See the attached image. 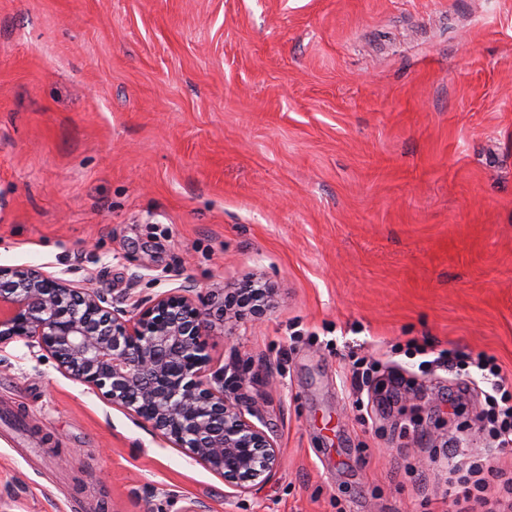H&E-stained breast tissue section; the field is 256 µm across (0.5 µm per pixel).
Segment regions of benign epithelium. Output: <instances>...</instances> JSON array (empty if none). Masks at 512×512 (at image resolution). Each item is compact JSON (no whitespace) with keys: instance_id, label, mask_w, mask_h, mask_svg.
Masks as SVG:
<instances>
[{"instance_id":"benign-epithelium-1","label":"benign epithelium","mask_w":512,"mask_h":512,"mask_svg":"<svg viewBox=\"0 0 512 512\" xmlns=\"http://www.w3.org/2000/svg\"><path fill=\"white\" fill-rule=\"evenodd\" d=\"M194 291L189 283L129 304L37 266H0V352L18 340L39 348L222 477L234 497L273 477L279 448L244 400L243 379L211 367L209 313Z\"/></svg>"}]
</instances>
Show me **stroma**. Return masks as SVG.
Wrapping results in <instances>:
<instances>
[{
	"label": "stroma",
	"mask_w": 512,
	"mask_h": 512,
	"mask_svg": "<svg viewBox=\"0 0 512 512\" xmlns=\"http://www.w3.org/2000/svg\"><path fill=\"white\" fill-rule=\"evenodd\" d=\"M18 265L115 298L269 286L208 352L281 466L228 496L19 340L0 512H448L481 373L437 356L485 353L512 384V0H0Z\"/></svg>",
	"instance_id": "1"
}]
</instances>
